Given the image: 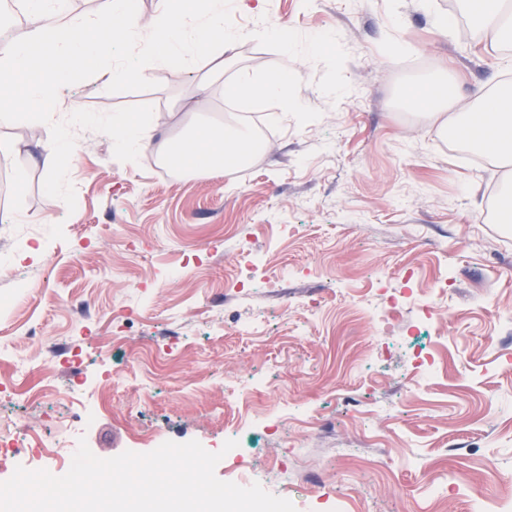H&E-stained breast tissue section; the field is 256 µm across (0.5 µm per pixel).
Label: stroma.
Instances as JSON below:
<instances>
[{
  "label": "stroma",
  "mask_w": 512,
  "mask_h": 512,
  "mask_svg": "<svg viewBox=\"0 0 512 512\" xmlns=\"http://www.w3.org/2000/svg\"><path fill=\"white\" fill-rule=\"evenodd\" d=\"M458 0H224L231 29L264 20L286 41L243 40L224 76L199 94L210 55L193 69H154L114 84L105 71L72 84L102 119L68 164L50 151L25 166L0 156V258L51 237L0 273V379L22 386V363L49 361L53 382L109 372L90 430L75 406L0 394V422L86 439L100 458L146 453L157 440L224 444L225 402L249 387L271 415L309 410L286 433L242 426L246 472L297 512L317 497L339 512H476L512 476V223L496 221L504 172L439 135L413 92L450 62L471 94L492 75L512 83V50L482 41ZM454 16L453 32L436 21ZM288 66L296 108L232 97L228 87ZM158 122L179 141L192 124H237L263 151L192 173L144 147L117 154L113 115ZM267 265L244 299L225 295L247 254ZM414 270L415 303L381 322L379 306ZM447 281L448 295L436 297ZM90 302L100 358L69 305ZM429 332L411 335L422 304ZM261 319L259 336L237 325ZM43 336L39 351L23 340ZM438 374L415 375L418 353ZM497 472L489 474L485 464Z\"/></svg>",
  "instance_id": "stroma-1"
}]
</instances>
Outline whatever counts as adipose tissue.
I'll return each instance as SVG.
<instances>
[{"label": "adipose tissue", "mask_w": 512, "mask_h": 512, "mask_svg": "<svg viewBox=\"0 0 512 512\" xmlns=\"http://www.w3.org/2000/svg\"><path fill=\"white\" fill-rule=\"evenodd\" d=\"M28 20L22 36L0 42V122L25 116L46 129L49 146L61 161H69L79 131L100 125L98 117L77 104H64L67 78L76 69L94 73L100 61L111 59L116 46H125L141 66L115 67L110 79L145 78V65L172 61L192 64L206 48L223 60L231 46L224 0H183L176 11L143 21L130 0H101L98 8L72 14L63 0H23ZM461 8L482 30L486 41L512 45V0H460ZM459 76L447 79L448 95L431 96V118L439 133L454 132L465 144L490 152L501 166L512 165V86L491 78L475 93L462 96ZM239 98H280L299 103L297 90L284 68L247 75L232 85ZM250 144L249 134L236 126H199L177 145L182 165L194 167L210 156L211 167L222 165L228 153Z\"/></svg>", "instance_id": "1"}]
</instances>
